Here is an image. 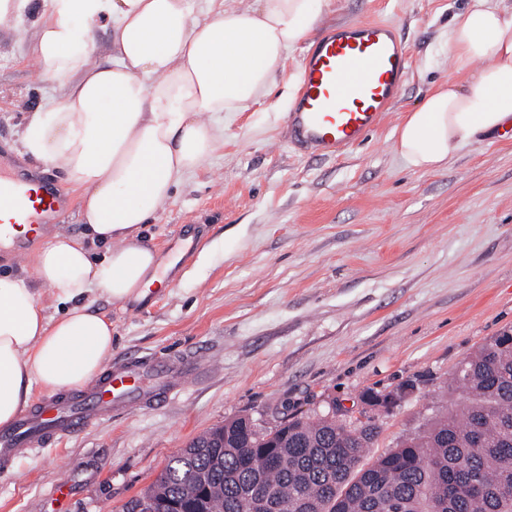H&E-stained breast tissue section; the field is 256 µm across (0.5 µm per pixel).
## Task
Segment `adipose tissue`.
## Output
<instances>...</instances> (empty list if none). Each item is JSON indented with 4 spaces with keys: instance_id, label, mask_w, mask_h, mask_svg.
<instances>
[{
    "instance_id": "1",
    "label": "adipose tissue",
    "mask_w": 512,
    "mask_h": 512,
    "mask_svg": "<svg viewBox=\"0 0 512 512\" xmlns=\"http://www.w3.org/2000/svg\"><path fill=\"white\" fill-rule=\"evenodd\" d=\"M330 0H45L33 46L64 75L59 99L29 113L19 151L66 173L82 194L84 239L54 236L34 278L0 274V426L33 381L78 389L112 354V324L88 301L146 297L160 279L141 239L172 192L224 141V122L269 92L285 54ZM112 28L95 59L94 25ZM451 72L396 130L408 167L439 170L512 121V0H469L448 28ZM107 245L96 256L94 244ZM65 304L50 313L43 295Z\"/></svg>"
}]
</instances>
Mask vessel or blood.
<instances>
[{"label":"vessel or blood","instance_id":"1","mask_svg":"<svg viewBox=\"0 0 512 512\" xmlns=\"http://www.w3.org/2000/svg\"><path fill=\"white\" fill-rule=\"evenodd\" d=\"M409 72L403 40L389 23L359 20L323 34L304 56L300 89L287 113L290 140L306 154L329 158L361 144L401 93ZM71 208L69 198L39 178L0 161V251L24 260L34 242ZM182 366L166 358H130L108 366L81 391L42 399L0 429V475L33 450L133 412L176 391Z\"/></svg>","mask_w":512,"mask_h":512}]
</instances>
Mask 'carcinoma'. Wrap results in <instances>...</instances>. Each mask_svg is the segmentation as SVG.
<instances>
[{
	"label": "carcinoma",
	"mask_w": 512,
	"mask_h": 512,
	"mask_svg": "<svg viewBox=\"0 0 512 512\" xmlns=\"http://www.w3.org/2000/svg\"><path fill=\"white\" fill-rule=\"evenodd\" d=\"M463 401L366 463L374 429L336 416L294 417L254 431L242 417L192 439L130 500L178 512H512V332L453 377Z\"/></svg>",
	"instance_id": "obj_1"
}]
</instances>
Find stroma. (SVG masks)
<instances>
[{
	"mask_svg": "<svg viewBox=\"0 0 512 512\" xmlns=\"http://www.w3.org/2000/svg\"><path fill=\"white\" fill-rule=\"evenodd\" d=\"M468 0H331L315 32L286 54L271 92L236 113L224 143L143 230L167 277L137 304L94 294L112 323L111 362L217 354L160 406L120 413L17 459L0 476V512H47L57 477L67 512H122L170 456L224 421L266 430L335 410L371 420L378 456L454 407L450 381L482 344L512 329V140L499 133L446 168L410 169L395 129L448 77V22ZM391 23L410 71L381 124L338 158L289 142L288 93L328 29ZM35 28H0V146L16 165L25 115L60 96L65 77L37 68ZM410 384L389 408L366 389Z\"/></svg>",
	"mask_w": 512,
	"mask_h": 512,
	"instance_id": "stroma-1",
	"label": "stroma"
}]
</instances>
